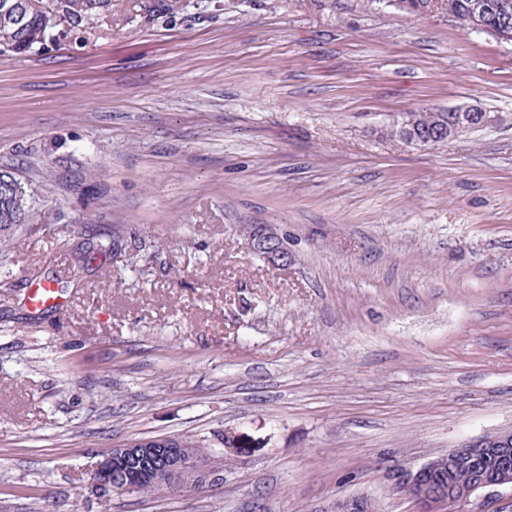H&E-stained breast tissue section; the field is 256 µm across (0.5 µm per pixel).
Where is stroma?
Returning <instances> with one entry per match:
<instances>
[{"instance_id":"obj_1","label":"stroma","mask_w":512,"mask_h":512,"mask_svg":"<svg viewBox=\"0 0 512 512\" xmlns=\"http://www.w3.org/2000/svg\"><path fill=\"white\" fill-rule=\"evenodd\" d=\"M455 107L499 120L383 134ZM0 169L31 207L0 248V512H415L398 474L512 430V44L378 0H112L0 53ZM87 222L137 255L83 267ZM228 431L222 484L92 481L127 441L223 457ZM448 112L450 116H453V118L449 119L450 122H448ZM448 112H408L400 123L398 122L390 127V129H386L383 134L391 138L395 137L402 141L407 140L411 142L416 139H422L424 136L437 132L441 128H448L447 131L441 130L433 138L421 141L422 145H435L438 143L436 140L439 137L444 136L443 142H445V140L454 137L465 129L480 127L489 123V119L482 117L483 113L477 108L448 109ZM415 144L421 145L420 142ZM241 233L248 248L272 266H288L291 257L284 240L270 227L262 224L243 226ZM373 498L368 495H352L337 498L332 512H372Z\"/></svg>"}]
</instances>
